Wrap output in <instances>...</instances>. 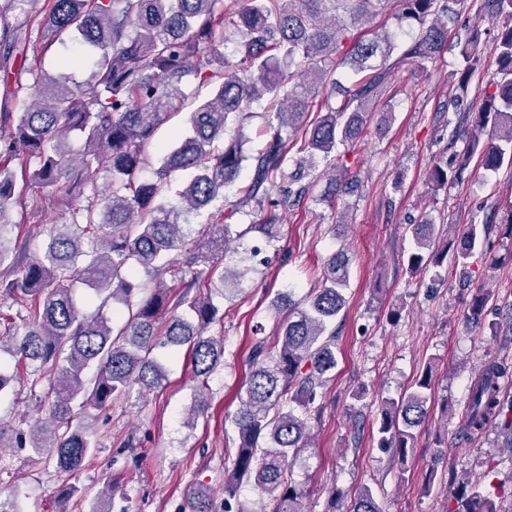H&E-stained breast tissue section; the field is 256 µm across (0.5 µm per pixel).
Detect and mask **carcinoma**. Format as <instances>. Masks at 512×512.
<instances>
[{
	"mask_svg": "<svg viewBox=\"0 0 512 512\" xmlns=\"http://www.w3.org/2000/svg\"><path fill=\"white\" fill-rule=\"evenodd\" d=\"M7 0L10 9L37 25L47 45L70 41L78 56L63 60L56 73L18 61L26 42L22 30L0 15V294L27 312V330L16 338L0 335V350L20 361L52 367L38 374L31 389L43 394L45 418L27 431L0 423V449L28 448L55 472L70 474L97 447L91 411L137 391L144 399L160 385L164 365L154 356L161 347H187L197 395L224 362V340L207 335L224 320L211 293L227 291L243 272L224 267L234 239L253 233L271 242L288 209L306 196L302 180L321 161H331L323 201L348 193L350 179L336 163L338 146L352 145L370 120L374 88L397 63L425 70L436 58L455 24L459 0ZM413 22L418 35L398 49L385 26L364 29L340 52L344 35L386 15ZM494 20L496 70L481 111L472 120V136L452 167L434 165L428 182L442 187L463 179L470 156L497 171L512 166V0H483ZM237 38L238 60L224 55V32ZM477 39L457 43L463 67L457 89L465 93L480 64ZM395 63H390L391 57ZM89 65L88 79L77 84L68 70ZM224 81L191 113L190 134L178 139L151 175H144L145 151L169 111L182 105L181 84L192 74L209 86L219 71ZM341 88L337 107L314 101L319 89ZM266 104L264 142L256 154L245 152L246 124L253 104ZM316 113L306 121L305 114ZM236 134L224 137L229 118ZM82 145H66L72 132ZM248 181L234 199L225 195L245 166ZM27 176L19 184L16 171ZM180 170L192 179L163 201V187ZM112 175V192L92 186L94 175ZM49 189L64 198L89 189L68 224H53L42 251L23 259L25 247L7 236L14 212L27 189ZM208 212L195 240L183 232V217ZM238 213L254 217L240 228L227 220ZM414 250L409 265L417 270L451 254L465 266L474 253L490 252L488 226L469 224L458 243L435 246L434 225L413 224ZM351 259L344 253L327 259L320 287L302 303L282 296L274 304L276 335L249 347L244 396L232 418L238 443L224 469V512H234L237 489L249 484L268 503L254 512H302L303 492L293 484L290 461L312 446L311 421L318 418L317 396L336 367V318L345 308ZM149 277L143 281L140 275ZM171 276L168 286L165 276ZM91 289L98 306L81 311L72 283ZM178 288L174 293L171 288ZM493 298L477 289L469 317L478 323ZM112 308V315L105 314ZM95 368L86 380L84 371ZM509 368L488 361L471 380L463 428L479 434L496 426L504 447L512 449V397L503 389ZM433 366L427 365L409 390L389 399L377 420L378 447L404 461L415 446L416 431L432 400ZM181 512H217L210 488L187 493ZM382 512L365 486L345 510ZM448 512H501L480 488L461 480Z\"/></svg>",
	"mask_w": 512,
	"mask_h": 512,
	"instance_id": "cac0c4a2",
	"label": "carcinoma"
}]
</instances>
